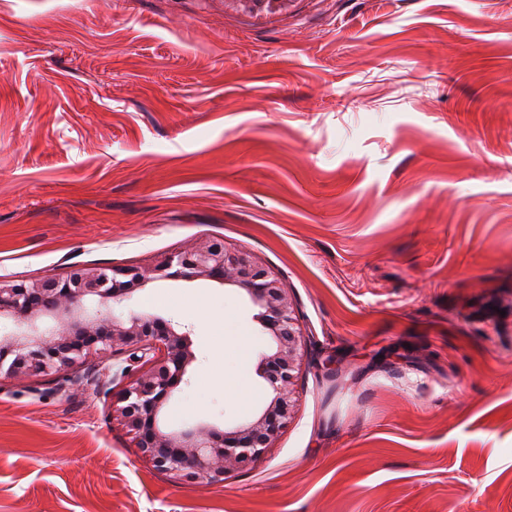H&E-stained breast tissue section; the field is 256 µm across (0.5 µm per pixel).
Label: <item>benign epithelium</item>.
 <instances>
[{"instance_id":"1","label":"benign epithelium","mask_w":512,"mask_h":512,"mask_svg":"<svg viewBox=\"0 0 512 512\" xmlns=\"http://www.w3.org/2000/svg\"><path fill=\"white\" fill-rule=\"evenodd\" d=\"M161 281H208L244 292L264 336L256 372L271 398L250 417L224 428L200 424L172 430L162 414L173 392L197 361L192 330L157 314L125 311L133 295ZM13 320L0 332V377L66 379L107 357L112 378L129 367L126 356L145 360L147 370L132 380L116 403V415L141 457L174 478L219 479L257 461L295 415L303 345L295 303L279 278L247 252L200 237L184 249L146 266H74L62 277L0 280V319Z\"/></svg>"}]
</instances>
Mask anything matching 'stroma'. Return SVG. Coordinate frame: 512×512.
Listing matches in <instances>:
<instances>
[{
	"label": "stroma",
	"instance_id": "stroma-1",
	"mask_svg": "<svg viewBox=\"0 0 512 512\" xmlns=\"http://www.w3.org/2000/svg\"><path fill=\"white\" fill-rule=\"evenodd\" d=\"M202 236L296 300L292 423L180 482L95 385L5 378L0 512H512V0H0V280ZM127 307L193 330L170 428L267 401L243 295Z\"/></svg>",
	"mask_w": 512,
	"mask_h": 512
}]
</instances>
